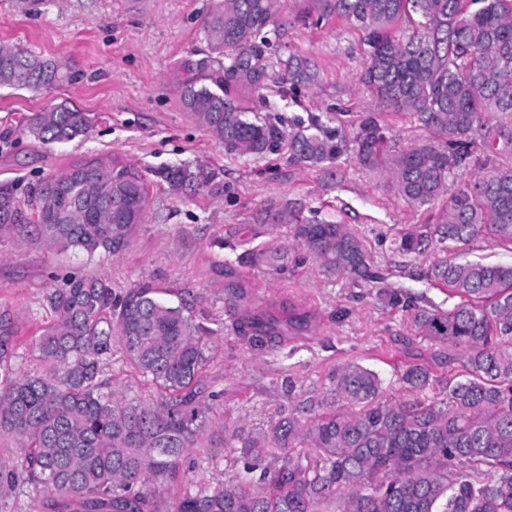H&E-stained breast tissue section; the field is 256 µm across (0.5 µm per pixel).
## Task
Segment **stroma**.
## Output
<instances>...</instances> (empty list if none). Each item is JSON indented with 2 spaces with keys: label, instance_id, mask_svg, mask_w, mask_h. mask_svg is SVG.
<instances>
[{
  "label": "stroma",
  "instance_id": "1",
  "mask_svg": "<svg viewBox=\"0 0 512 512\" xmlns=\"http://www.w3.org/2000/svg\"><path fill=\"white\" fill-rule=\"evenodd\" d=\"M215 0H0V42L44 57L68 60L75 81L41 91L0 88V185L24 197L71 163L99 159L135 165L147 181L151 205L134 243L119 257L85 256L0 238V304L17 317L16 350L22 371L41 363L35 339L50 320L43 288L70 274H95L121 291L142 281L170 290L196 322L216 331L202 390L211 413L204 437L266 427L288 401V387L323 391L336 367L357 362L378 372L391 402H412L402 387L406 365L421 363L438 375L462 372L460 350L423 339L412 312L391 309L372 288L328 274L294 242L288 225L273 224L269 205L298 203L306 220L347 225L363 241L373 269L417 305L448 310L459 296L426 277L439 253L394 251L398 229L430 224L437 205L407 204L390 182L363 171L355 160L361 122L375 117L389 127L395 148L425 140L402 113L377 106L359 83L366 64L360 34L336 19L305 16L304 0H283L287 33L282 54L312 59L315 85L292 89L268 82L252 95L255 116L291 125L319 119L338 134L343 151L327 168L288 162L287 151L261 155L230 152L179 102L180 64L207 63L212 52L202 33ZM95 115L87 137L44 144L29 137V115L61 102ZM196 175L174 194L157 175L167 166ZM282 248L288 266L254 264L258 252ZM103 379L109 390L155 401L157 389L114 351ZM236 451L208 457L189 450L182 472L155 485L163 512L185 491L216 486L230 472Z\"/></svg>",
  "mask_w": 512,
  "mask_h": 512
}]
</instances>
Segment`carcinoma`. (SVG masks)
<instances>
[{"mask_svg": "<svg viewBox=\"0 0 512 512\" xmlns=\"http://www.w3.org/2000/svg\"><path fill=\"white\" fill-rule=\"evenodd\" d=\"M282 0H217L203 32L212 53L207 73L181 88V104L214 138L240 155L283 147L289 162L324 168L342 141L301 121L283 131L248 116L249 91L284 67L288 81L310 86L311 60L277 57L285 35ZM320 16L361 32V83L377 103L408 115L431 140L410 149L374 119L356 137V157L384 174L409 204L444 199L436 220L398 231L395 250L444 253L427 277L462 298L454 308H417L419 335L464 351L465 373L437 376L424 365L400 375L427 400H383L378 374L358 363L336 369L321 394L289 400L260 437L236 432L239 474L213 489L187 493L175 512H512V265L459 262L452 252L483 235L512 249V0H309ZM58 58L0 42V87L40 89L73 81ZM495 119L501 157L461 188L449 178L470 155L475 136ZM95 117L66 104L29 116L27 133L42 143L87 136ZM161 178L179 190L194 174L172 166ZM149 192L135 168L112 161L76 162L20 201L0 186V237L23 234L60 252L119 256L144 223ZM296 202L273 221L290 226L298 245L328 272L379 283L389 307L410 305L383 285L362 241L347 225L305 222ZM167 290L149 283L117 293L109 280L69 275L43 289L51 320L36 342L40 373L16 368L14 311L0 305V433L19 455L0 465V495L27 485L82 512H161L151 485L174 480L197 447L207 407L201 370L214 330ZM151 379L155 402L103 392L112 351ZM309 451H304V448Z\"/></svg>", "mask_w": 512, "mask_h": 512, "instance_id": "1", "label": "carcinoma"}]
</instances>
